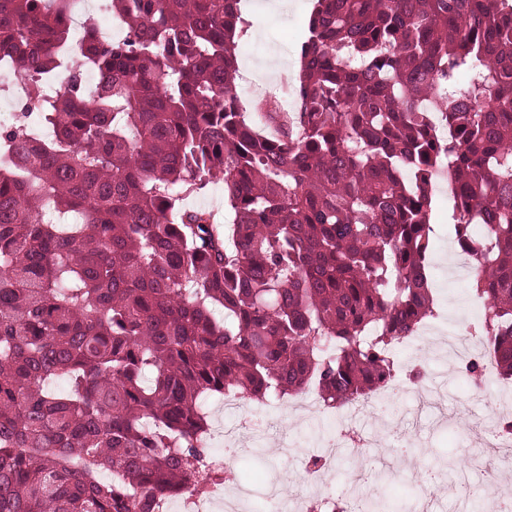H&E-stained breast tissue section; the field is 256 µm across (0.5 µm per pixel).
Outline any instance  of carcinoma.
<instances>
[{
	"label": "carcinoma",
	"mask_w": 512,
	"mask_h": 512,
	"mask_svg": "<svg viewBox=\"0 0 512 512\" xmlns=\"http://www.w3.org/2000/svg\"><path fill=\"white\" fill-rule=\"evenodd\" d=\"M0 0L30 85L0 127V512H155L208 468L205 401L344 405L437 316L433 181L512 380V0H316L294 109L235 94L239 0ZM224 181V223L182 199Z\"/></svg>",
	"instance_id": "carcinoma-1"
}]
</instances>
